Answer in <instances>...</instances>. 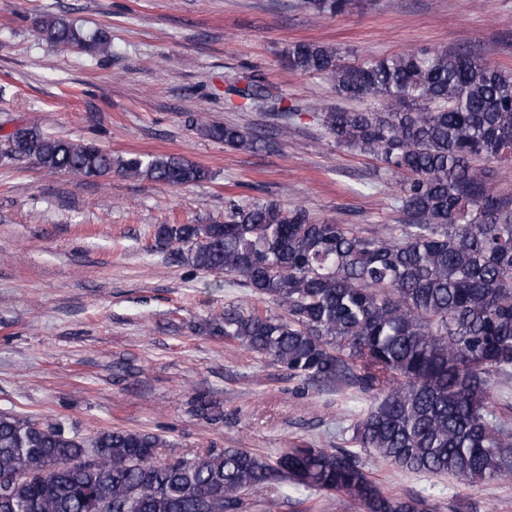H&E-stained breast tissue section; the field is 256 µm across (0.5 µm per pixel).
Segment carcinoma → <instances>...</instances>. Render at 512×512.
I'll return each mask as SVG.
<instances>
[{"instance_id":"carcinoma-1","label":"carcinoma","mask_w":512,"mask_h":512,"mask_svg":"<svg viewBox=\"0 0 512 512\" xmlns=\"http://www.w3.org/2000/svg\"><path fill=\"white\" fill-rule=\"evenodd\" d=\"M315 17L353 0H303ZM42 37L93 54L109 43L66 16L39 22ZM286 64L376 109L318 104L326 137L374 157L396 182L399 224L361 230L319 221L302 207L254 199L224 223L162 224L182 262L240 278L285 311L212 315L205 330L288 370L292 378L379 389L353 425L356 447L407 472L480 484L512 475V425L498 419L490 378L512 368V191L483 171L512 165V74L465 53L417 50L345 63L335 49L295 42ZM291 119L283 93L262 77L228 80L224 98ZM191 124L239 150L272 148L241 128L196 113ZM9 160L83 182L115 173L178 187L210 178L181 157H114L93 142L37 126L6 137ZM196 412L224 418L204 394ZM157 434L121 429L85 440L58 420L0 417V512H242L251 489L340 494L360 512H433L422 496L390 495L345 448H289L263 457L209 448L165 462Z\"/></svg>"}]
</instances>
